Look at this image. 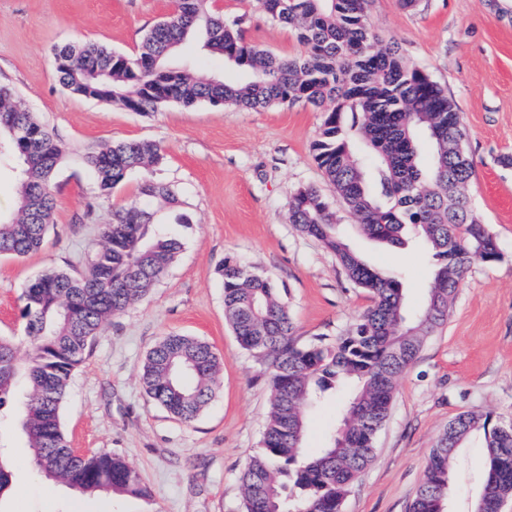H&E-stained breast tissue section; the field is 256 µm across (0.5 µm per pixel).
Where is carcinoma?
Segmentation results:
<instances>
[{
  "label": "carcinoma",
  "instance_id": "carcinoma-1",
  "mask_svg": "<svg viewBox=\"0 0 512 512\" xmlns=\"http://www.w3.org/2000/svg\"><path fill=\"white\" fill-rule=\"evenodd\" d=\"M215 0H175L173 10L144 35L136 56L107 65L112 51L95 44L56 50L71 58L55 68L71 93L118 102L150 114L169 103L265 109L305 102L322 112L314 157L336 194L370 239L392 247L422 242L434 268L423 310L410 316L394 272L371 267L337 235L336 211L320 191L292 197L288 222L334 252L348 278L369 290L372 305L334 341L299 346L286 302L267 277L227 260L220 270L224 314L242 349L272 358L270 409L259 450L242 474L244 512H342L350 487L374 456V442L390 412L398 378L417 359L428 336L448 322L465 274L499 258L496 240L478 218L468 187L473 164L465 129L445 90L399 46L376 45L367 0H256L272 21L292 26L306 47L300 57H276L244 41ZM198 41L208 56L248 74L244 82L196 73L171 63L175 50ZM359 115L357 133L373 154L370 166L355 153L342 114ZM431 163L421 160L422 148ZM64 149L34 113L0 84V162H17L16 208L0 213V256L39 249L56 208L53 177ZM157 143L105 141L82 159L98 195L109 196L126 177L159 163ZM142 201L112 211L103 243L82 272L48 269L23 289L20 317L28 356L15 355L14 336H0V417L20 429L41 475L81 494L111 492L148 501L151 492L125 457L80 454L62 423L67 389L104 322L145 298L183 248L163 229L158 212L177 203L167 185L147 184ZM223 359L204 340L180 333L147 353L142 384L151 402L191 424L216 396ZM355 384L340 428L311 457L303 439L307 411ZM484 433L486 468L475 507L498 512L512 497V426L462 413L432 448L411 512H439L451 490V468L475 432ZM13 473L0 449V497Z\"/></svg>",
  "mask_w": 512,
  "mask_h": 512
}]
</instances>
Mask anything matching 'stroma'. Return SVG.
<instances>
[{
    "label": "stroma",
    "instance_id": "stroma-1",
    "mask_svg": "<svg viewBox=\"0 0 512 512\" xmlns=\"http://www.w3.org/2000/svg\"><path fill=\"white\" fill-rule=\"evenodd\" d=\"M174 0H0V83L10 85L47 125L65 153L56 173L53 223L41 248L0 256V335L22 330L20 295L47 268L82 269L101 244L114 209L135 201L141 185L176 189L192 224H169L184 248L149 295L107 320L75 371L62 411L71 447L115 452L140 473L151 500L83 496L33 469L10 421L9 460L19 495L0 512H243L241 473L260 448L269 410L271 362L243 350L224 315L219 270L226 259L271 275L293 320L298 344L336 338L354 325L371 295L346 277L334 253L288 222L292 195L318 187L336 195L314 159L321 114L310 104L262 110L169 104L143 115L115 102L73 95L57 80L53 54L80 41L134 54ZM225 18L247 16L246 40L273 54L298 57L296 31L272 22L251 0H218ZM512 0H369L379 46L398 44L458 107L473 159L474 209L495 236L500 257L474 265L458 289L447 324L425 341L400 377L375 456L353 486L343 512H410L438 436L472 412L491 423L512 421ZM161 143L163 160L132 174L110 197L97 196L81 160L108 140ZM340 230L371 266L402 275L410 313L422 310L432 281L426 249L391 248L368 239L355 217L337 208ZM171 333L207 341L224 361L220 389L192 424L149 401L141 382L148 350ZM345 399L308 413L306 447L321 448L338 426ZM485 471L483 433H474L453 467L448 512H473Z\"/></svg>",
    "mask_w": 512,
    "mask_h": 512
}]
</instances>
